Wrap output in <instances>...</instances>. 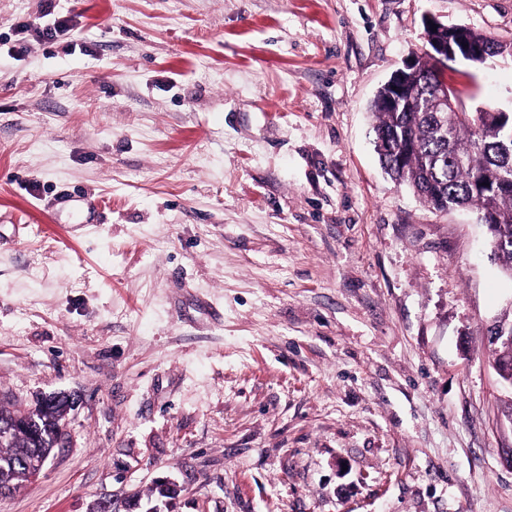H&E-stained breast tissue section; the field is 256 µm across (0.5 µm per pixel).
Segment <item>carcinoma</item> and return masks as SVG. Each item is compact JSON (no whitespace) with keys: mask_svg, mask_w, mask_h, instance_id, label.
Listing matches in <instances>:
<instances>
[{"mask_svg":"<svg viewBox=\"0 0 512 512\" xmlns=\"http://www.w3.org/2000/svg\"><path fill=\"white\" fill-rule=\"evenodd\" d=\"M442 79L443 70L420 57L409 78L412 102L390 112L385 92L378 91L371 110L380 163L437 211L475 210L488 227L500 268L512 273V112L496 117L483 109L451 110L437 117L427 103ZM55 413L56 407H47L30 431L0 443L1 501L29 481L32 455L52 452L41 447L39 434L56 424Z\"/></svg>","mask_w":512,"mask_h":512,"instance_id":"cac0c4a2","label":"carcinoma"}]
</instances>
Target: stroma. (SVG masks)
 I'll use <instances>...</instances> for the list:
<instances>
[{"label": "stroma", "mask_w": 512, "mask_h": 512, "mask_svg": "<svg viewBox=\"0 0 512 512\" xmlns=\"http://www.w3.org/2000/svg\"><path fill=\"white\" fill-rule=\"evenodd\" d=\"M427 14L512 43V0H0V395L78 397L0 512H512V279L373 145ZM444 76L512 112V58Z\"/></svg>", "instance_id": "obj_1"}]
</instances>
